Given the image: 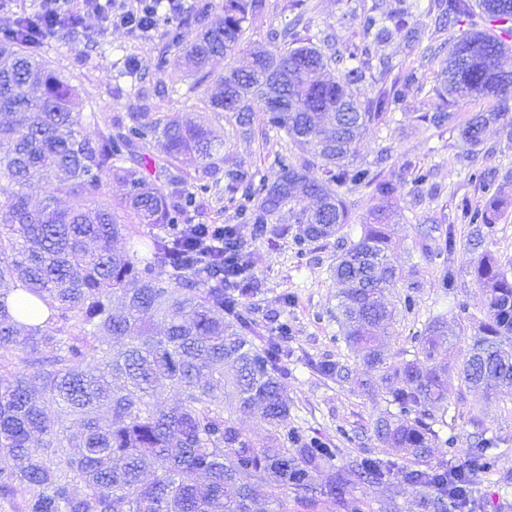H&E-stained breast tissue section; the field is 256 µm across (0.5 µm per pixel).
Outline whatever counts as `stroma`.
<instances>
[{
    "label": "stroma",
    "instance_id": "35a3bbf8",
    "mask_svg": "<svg viewBox=\"0 0 512 512\" xmlns=\"http://www.w3.org/2000/svg\"><path fill=\"white\" fill-rule=\"evenodd\" d=\"M355 0H309L316 29H333L339 47L360 43L358 28L350 15ZM85 30L98 32L97 42L62 36L50 43L44 56L52 68L63 75H79V87L84 109L96 113L97 122L83 123L82 135L97 138L101 125L111 119L129 118L135 105L126 96L113 90L112 75L116 64L126 56L135 57L139 75L149 89L153 112H174L186 122L199 121L204 116L201 97L214 92L226 70L242 68L248 63L246 52L231 58H218L209 66V76L201 85L185 81L179 94H171L173 75L182 73L181 53L168 55V66L158 70L156 57L161 47L159 37L132 38L117 22L104 20L88 7L80 9ZM371 54L391 56L394 64L415 68L424 80L425 91L410 90L401 108L391 113L386 123L367 126L358 145L356 163H380L386 177L402 186L398 199L399 214L387 226L393 260L399 277L391 288L389 299L399 302L413 294V311L398 310L395 334L390 342L394 355L410 348L411 338L433 318L448 323L457 338V351H464L479 323L486 318L481 292L471 273L473 263L482 252L492 253L501 264H512V181H504L512 170V139L507 138L500 124L489 125L478 147L466 144L458 131L479 112L488 111L484 99H466L455 104L457 127L435 129L423 124L419 116L429 108L428 91L436 84L437 63L424 58L421 50H410L401 42L371 45ZM93 58L94 66L79 73V55ZM209 124L224 142V155L246 168L271 173L275 152L284 151L288 144L276 134H262L260 121L250 128H240L232 113L210 116ZM431 169L430 187H418L412 182L406 161ZM480 170L494 177L509 206L493 225L482 248L469 243L470 226L461 217L462 198L475 203L487 199L478 183L469 181L470 172ZM344 200L351 213L350 224L338 235L313 243L305 254H298L294 238L300 227L288 213L277 219V234L256 239L252 249L260 261L255 271L263 282L261 293L252 300L260 337L274 333L280 322H288V370L286 392L290 412L287 426L328 440L337 448L336 467L350 468L365 457L379 458L403 465L402 456L379 443L374 426L388 405L383 396L362 393L357 380L366 378L363 363L348 350L343 330L333 313L340 290L333 269L342 252V243L356 241L373 205L368 190L345 193ZM454 228L457 247L448 255L434 258L422 252L415 242L418 225ZM337 362L349 371L348 378L326 375L321 366ZM451 396L445 425L439 426L441 437H455L454 448L435 449L436 458L449 467L462 464L474 448L479 433L493 437L491 453L497 459L494 470L479 474L470 489L471 505L459 507L449 501L448 512H512V387L504 389L496 399H485L481 391L461 386L457 378H449ZM415 486L403 481L400 474L380 483L355 482L343 502L325 501L320 512H417Z\"/></svg>",
    "mask_w": 512,
    "mask_h": 512
}]
</instances>
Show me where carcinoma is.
I'll list each match as a JSON object with an SVG mask.
<instances>
[{
  "label": "carcinoma",
  "mask_w": 512,
  "mask_h": 512,
  "mask_svg": "<svg viewBox=\"0 0 512 512\" xmlns=\"http://www.w3.org/2000/svg\"><path fill=\"white\" fill-rule=\"evenodd\" d=\"M390 14L378 6L355 15L363 40L408 45L424 31L413 21L418 0H398ZM263 0H222L212 19L213 0H197L193 22L168 18L156 66L168 52L182 53L186 72L206 78L216 57H230L246 43ZM437 31L448 23L470 29L447 40L448 53L433 88L437 102L421 119L443 127L454 118L457 100L493 103L461 128L469 145L483 142L485 127L503 122L512 137V72L500 65L512 50V0H430ZM312 18L300 12L272 29L269 50L249 49V66L224 74L221 91L205 101L210 112H231L239 124L262 113L264 132H275L309 152L325 178L307 176L311 161L277 152V177L268 181L221 156L202 120L187 124L175 113L152 117L147 107L105 125L90 141L77 126L96 113L82 112L73 78L50 67L43 47L61 33L80 34V19L64 9L25 15L0 26V365H13V379L0 383V502L17 512H251L258 498L317 512L321 502L340 500L352 480L332 472L336 449L301 432L284 430L288 399L283 360L288 322L260 346L253 342L254 308L247 299L261 288L254 263L243 255L253 235H263L283 209L302 226L297 245L328 239L349 223L341 189H371L370 221L358 240L338 257L333 274L344 285L336 318L344 341L371 377L358 382L367 392L385 391L391 406L377 420L375 435L413 461L401 469L420 488L418 512H445L453 492L469 503L471 476L494 467L484 448L475 450L453 476L448 465L430 461L441 440L434 426L448 408V376L465 385L495 391L512 386V270L484 253L473 277L485 297L486 321L454 366L435 362L448 338L447 323L428 322L413 337L409 357L388 353L396 304L386 291L395 286L386 227L397 209L400 186L349 157L365 127L386 121L405 91L420 84L410 67L395 68L368 46L354 47L347 67L332 82L319 74L343 61L332 36L315 45L304 35ZM379 86L359 101L347 92L364 81ZM155 142L157 152L145 151ZM190 155L202 175L190 184L177 163ZM167 173L165 186L148 178ZM108 170L125 189L121 199L93 200L100 173ZM224 185L234 209L233 224H190L197 199ZM44 192L31 205L29 191ZM315 206H300L299 196ZM66 198L70 205L58 207ZM470 224L489 228L504 215L492 194L484 205L461 201ZM119 238L130 247L118 250ZM22 291L48 311L38 324L18 321L7 300ZM52 356H42L44 348ZM170 392L176 402L158 404ZM257 414L271 427L269 444L254 448L234 416ZM43 442L33 453L31 442ZM392 463L363 458L351 468L358 479L380 482Z\"/></svg>",
  "instance_id": "carcinoma-1"
}]
</instances>
